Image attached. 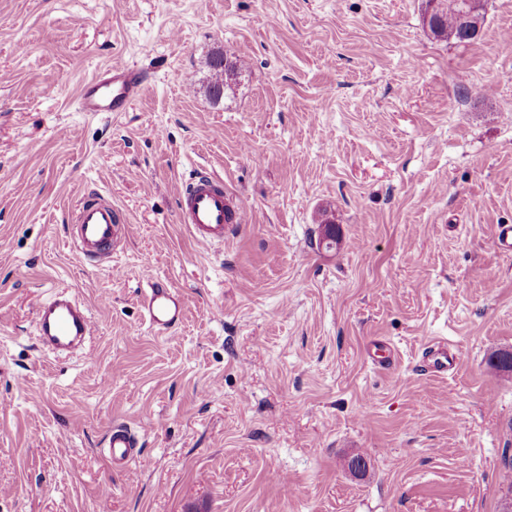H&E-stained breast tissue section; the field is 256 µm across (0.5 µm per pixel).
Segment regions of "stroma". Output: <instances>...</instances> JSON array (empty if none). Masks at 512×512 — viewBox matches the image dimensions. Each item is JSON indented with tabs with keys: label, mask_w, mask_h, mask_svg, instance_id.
<instances>
[{
	"label": "stroma",
	"mask_w": 512,
	"mask_h": 512,
	"mask_svg": "<svg viewBox=\"0 0 512 512\" xmlns=\"http://www.w3.org/2000/svg\"><path fill=\"white\" fill-rule=\"evenodd\" d=\"M426 0H0V512H499L512 487V0L434 38ZM245 64L220 100L209 59ZM114 61L147 85L82 112ZM223 177L244 221L206 246L175 188ZM126 217L91 265L80 195ZM338 248L325 249L326 221ZM176 288L169 334L143 320ZM84 303L58 360L33 295ZM444 340L447 375L420 370ZM396 351L387 368L376 347ZM139 454L113 467V423ZM362 455L366 469L350 462ZM111 487L102 499V487ZM142 316L158 332L175 328L183 316L177 291L160 282L152 283L142 297Z\"/></svg>",
	"instance_id": "stroma-1"
}]
</instances>
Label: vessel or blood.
<instances>
[{"mask_svg":"<svg viewBox=\"0 0 512 512\" xmlns=\"http://www.w3.org/2000/svg\"><path fill=\"white\" fill-rule=\"evenodd\" d=\"M144 81L139 69L122 61L113 62L83 84L78 106L84 112L125 111L140 94ZM175 193L179 221L200 243L223 244L225 232L243 221V213L225 192L223 180L210 173L197 174L178 185ZM70 223L71 246L89 263L111 261L124 238L123 213L97 191L79 199L71 211ZM32 306L38 341L55 356L70 355L94 334L87 309L67 291H57L47 298L35 296ZM142 316L157 331L175 328L183 316L177 291L160 282L152 283L142 297ZM422 361L425 371L444 374L455 366L457 358L449 354L447 345L434 342L425 348ZM136 445L134 433L124 424L114 426L105 439L106 453L115 464L133 454Z\"/></svg>","mask_w":512,"mask_h":512,"instance_id":"vessel-or-blood-1","label":"vessel or blood"}]
</instances>
